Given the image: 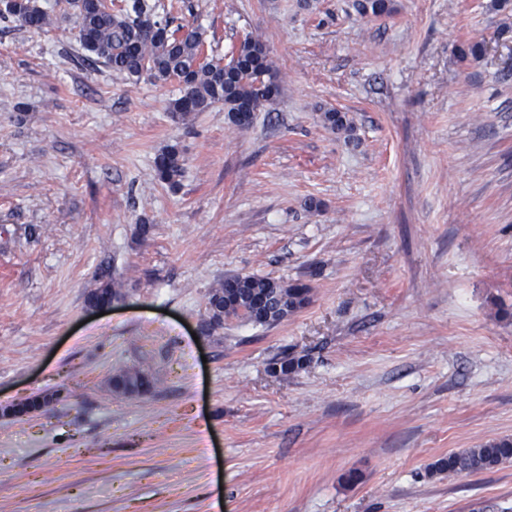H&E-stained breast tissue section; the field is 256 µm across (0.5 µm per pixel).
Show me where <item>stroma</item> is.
<instances>
[{
	"mask_svg": "<svg viewBox=\"0 0 512 512\" xmlns=\"http://www.w3.org/2000/svg\"><path fill=\"white\" fill-rule=\"evenodd\" d=\"M155 2L206 54L259 38L281 91L245 130L220 104L181 117L176 82L83 62L66 0L48 31L0 23V403L62 394L0 416V512H512V464L428 473L512 438V8ZM238 274L312 301L199 334ZM287 350L310 362L284 379ZM119 368L158 385L115 393ZM154 169L158 180L171 188L178 186L183 173L181 155L176 146H168L154 159ZM60 397V394L57 391H49L41 394V402L35 406L31 407L28 404V399L20 400L14 402L11 405L0 407L1 415H10L15 416L19 414H28L35 411L44 410L53 404H55Z\"/></svg>",
	"mask_w": 512,
	"mask_h": 512,
	"instance_id": "stroma-1",
	"label": "stroma"
}]
</instances>
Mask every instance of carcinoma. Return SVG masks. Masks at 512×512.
<instances>
[{
    "mask_svg": "<svg viewBox=\"0 0 512 512\" xmlns=\"http://www.w3.org/2000/svg\"><path fill=\"white\" fill-rule=\"evenodd\" d=\"M78 29V39L93 59L128 81L146 76L155 82L175 79L181 85L180 96L171 103L172 111L185 117L205 112L223 103L232 123L238 117L251 125L254 114L272 106L280 91V74L267 47L246 36L231 56L237 58L235 70L224 74V57L202 59L204 32L190 24H175V18L160 17L149 0H132L131 8L116 12L101 0H70ZM360 10L381 15L392 11L391 0H363ZM150 16L168 29L165 37L144 31L138 24ZM0 22L19 27L45 30L50 25L48 12L40 0H5L0 4ZM323 123L336 131L353 133L354 126L345 114L329 110ZM158 180L171 188L178 186L183 173L181 155L176 146L164 149L154 159ZM312 300V288L300 280L275 281L246 275L234 281L224 280L208 298L203 320L208 333L224 328L226 320L238 309L249 310L248 321L255 326L272 327L301 311ZM307 356L285 351L269 365L270 372L288 376L304 367ZM156 382L145 371L117 370L112 390L123 395H141ZM512 462V439L490 440L475 448H460L436 460L430 473H480Z\"/></svg>",
    "mask_w": 512,
    "mask_h": 512,
    "instance_id": "1",
    "label": "carcinoma"
}]
</instances>
